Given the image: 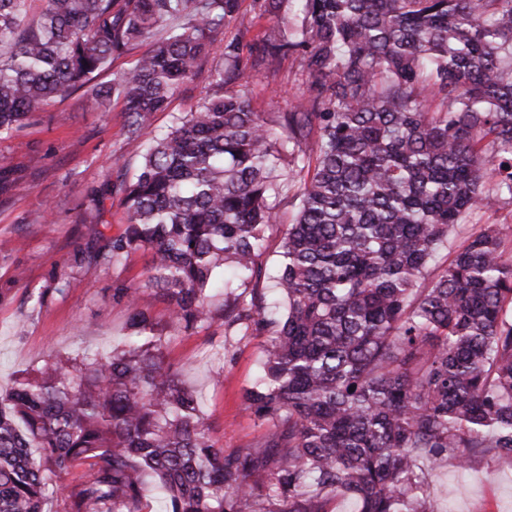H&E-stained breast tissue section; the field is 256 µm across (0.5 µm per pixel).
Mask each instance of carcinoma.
Masks as SVG:
<instances>
[{"label":"carcinoma","mask_w":512,"mask_h":512,"mask_svg":"<svg viewBox=\"0 0 512 512\" xmlns=\"http://www.w3.org/2000/svg\"><path fill=\"white\" fill-rule=\"evenodd\" d=\"M0 0V132L83 92L123 104L125 134L149 137L119 184L127 224L68 264L150 254L114 297L126 343L16 380L0 398V512H144L146 478L165 512H430L423 462L512 461V254L505 228L467 234L443 272L439 248L475 210L512 196V0H263L279 16L251 47L296 54L308 93L274 119L231 87L240 43L224 42L210 90L152 134L196 76L238 0ZM126 70L97 78L134 46ZM15 170L0 161V196ZM498 178L497 189L486 188ZM296 189L279 260L263 265L271 202ZM281 289L266 315L260 283ZM224 300L228 330L263 339L244 395L269 434L259 450L215 447L197 398L162 358L139 294L191 331ZM80 465L69 486L57 478Z\"/></svg>","instance_id":"carcinoma-1"}]
</instances>
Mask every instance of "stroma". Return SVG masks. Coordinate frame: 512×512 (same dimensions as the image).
<instances>
[{
  "label": "stroma",
  "instance_id": "1",
  "mask_svg": "<svg viewBox=\"0 0 512 512\" xmlns=\"http://www.w3.org/2000/svg\"><path fill=\"white\" fill-rule=\"evenodd\" d=\"M216 42L193 81L156 113L155 131H165L174 113L186 112L204 96L211 69L220 62ZM249 76L243 90L254 111L274 117L289 111L305 92L307 76L298 59L287 56L254 65L243 55ZM122 103L101 111L77 92L57 99L21 130L0 135V158L17 168L20 180L0 203V240L16 247L0 251V394L21 374L41 368L47 354L78 350L109 353L127 334L130 310L114 298L115 288L137 287L149 263L137 252L106 269L67 268L65 259L97 233L119 235L126 224L120 192L106 198L101 224L86 210L89 194L104 183L119 184L145 151L144 140L127 139ZM51 208V219L33 222L34 211ZM46 292L36 303L38 292ZM157 334L167 337L163 357L199 402L216 447L225 452L257 448L268 434L244 405L264 358L261 339L226 331L221 318L189 332L168 318L153 292L141 296ZM424 490L433 512H512V462L478 458L468 470L447 461L425 468Z\"/></svg>",
  "mask_w": 512,
  "mask_h": 512
}]
</instances>
